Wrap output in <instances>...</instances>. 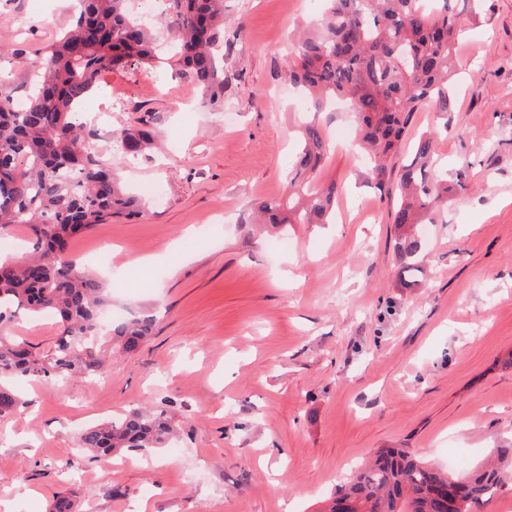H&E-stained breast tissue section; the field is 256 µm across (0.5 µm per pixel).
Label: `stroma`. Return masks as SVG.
Returning <instances> with one entry per match:
<instances>
[{
	"label": "stroma",
	"instance_id": "1",
	"mask_svg": "<svg viewBox=\"0 0 512 512\" xmlns=\"http://www.w3.org/2000/svg\"><path fill=\"white\" fill-rule=\"evenodd\" d=\"M321 0H224L235 78L224 109L158 66L134 82L104 75L124 100L112 128L147 121L163 149L121 165L142 203L71 240L112 308L153 313V336L113 348L103 374L44 386L0 421V503L48 512H323L336 484L381 448H410L457 474L512 443V0L464 14L457 74L441 115L413 113L408 135L439 129L436 151L469 188L422 236L429 276L397 283L392 201L351 143L344 102L314 112L279 76L289 35ZM66 0H0V94L27 98L35 61L64 27ZM331 144L320 179L341 193L328 224L256 223L255 204L288 193L302 123ZM145 405L177 434L163 447L94 458L74 436Z\"/></svg>",
	"mask_w": 512,
	"mask_h": 512
}]
</instances>
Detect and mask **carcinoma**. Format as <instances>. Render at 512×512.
Wrapping results in <instances>:
<instances>
[{
  "mask_svg": "<svg viewBox=\"0 0 512 512\" xmlns=\"http://www.w3.org/2000/svg\"><path fill=\"white\" fill-rule=\"evenodd\" d=\"M330 7L299 37L281 76L314 96V109L347 95L357 115L359 136L371 159L378 188L396 179L393 209L398 235V280L412 288L423 274L419 225L448 199L463 193L462 175L442 178L435 165V128L417 140L410 163L394 169L414 112L432 105L448 112L453 49L462 34V12L454 0H327ZM224 0H165L153 26L137 21L129 0H74L62 36L36 60L34 94L21 112L0 98V234L28 230L33 255L0 259V420L25 407L10 386L16 376L49 385L73 374L97 376L104 367L100 339L133 351L150 336L156 317L148 312L101 325L108 299L96 276L68 252L69 240L112 217H137L134 199L122 189L114 168L94 148L96 136L79 107L100 77L131 59L160 58L159 36L174 48L179 74L202 89L213 112L224 110L229 77L224 55ZM153 135L146 127L113 132V163L146 153ZM329 148L321 125L302 128V143L289 191L278 201L257 203L263 223L325 224L336 205V184L319 185L317 172ZM56 319L58 335L40 352L11 334L20 315ZM164 412L128 410L76 432L78 447L95 457L159 448L174 434ZM490 463L463 475L423 462L410 448H382L374 459L338 486L326 512H485L489 501L512 483V445L493 448Z\"/></svg>",
  "mask_w": 512,
  "mask_h": 512,
  "instance_id": "obj_1",
  "label": "carcinoma"
}]
</instances>
